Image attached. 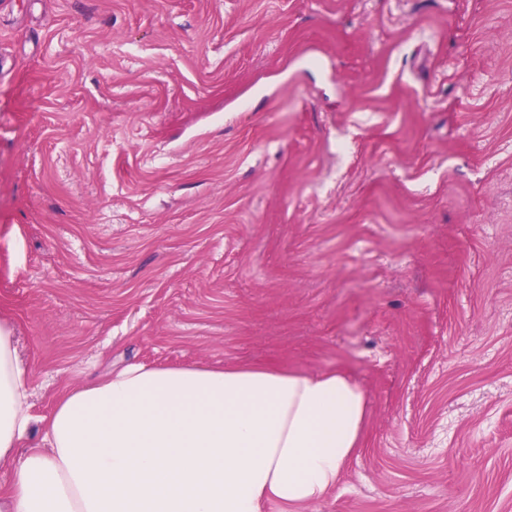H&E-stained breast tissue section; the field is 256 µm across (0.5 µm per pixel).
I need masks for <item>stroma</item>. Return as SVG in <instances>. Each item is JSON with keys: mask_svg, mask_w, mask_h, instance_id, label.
Segmentation results:
<instances>
[{"mask_svg": "<svg viewBox=\"0 0 512 512\" xmlns=\"http://www.w3.org/2000/svg\"><path fill=\"white\" fill-rule=\"evenodd\" d=\"M0 319L112 368L338 370L300 512H512V0H11Z\"/></svg>", "mask_w": 512, "mask_h": 512, "instance_id": "stroma-1", "label": "stroma"}]
</instances>
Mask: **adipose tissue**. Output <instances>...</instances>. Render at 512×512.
Wrapping results in <instances>:
<instances>
[{"instance_id":"ef3b65f1","label":"adipose tissue","mask_w":512,"mask_h":512,"mask_svg":"<svg viewBox=\"0 0 512 512\" xmlns=\"http://www.w3.org/2000/svg\"><path fill=\"white\" fill-rule=\"evenodd\" d=\"M30 387L0 321L9 512H295L337 487L369 407L337 370L131 363L68 387L44 418Z\"/></svg>"}]
</instances>
